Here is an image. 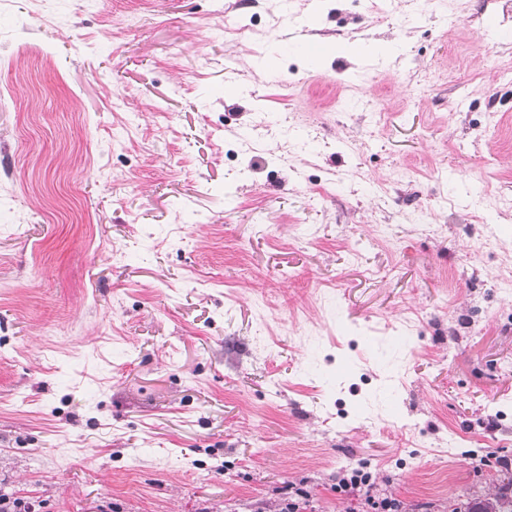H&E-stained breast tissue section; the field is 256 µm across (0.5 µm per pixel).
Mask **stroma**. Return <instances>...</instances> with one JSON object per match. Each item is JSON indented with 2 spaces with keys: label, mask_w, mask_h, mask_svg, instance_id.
Listing matches in <instances>:
<instances>
[{
  "label": "stroma",
  "mask_w": 512,
  "mask_h": 512,
  "mask_svg": "<svg viewBox=\"0 0 512 512\" xmlns=\"http://www.w3.org/2000/svg\"><path fill=\"white\" fill-rule=\"evenodd\" d=\"M228 4L0 0V496L500 492L512 0ZM364 466L346 469L336 481V495L356 501L358 509L352 512H415L424 509L412 506L386 493L379 487L374 474Z\"/></svg>",
  "instance_id": "35a3bbf8"
}]
</instances>
